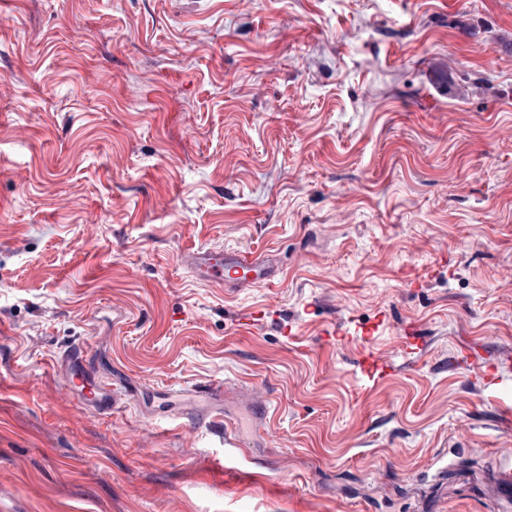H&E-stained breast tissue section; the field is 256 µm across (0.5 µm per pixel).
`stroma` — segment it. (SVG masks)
Returning a JSON list of instances; mask_svg holds the SVG:
<instances>
[{
  "instance_id": "obj_1",
  "label": "stroma",
  "mask_w": 512,
  "mask_h": 512,
  "mask_svg": "<svg viewBox=\"0 0 512 512\" xmlns=\"http://www.w3.org/2000/svg\"><path fill=\"white\" fill-rule=\"evenodd\" d=\"M509 410L512 0H0V512H512ZM191 265L200 277L216 284L228 281L266 283L269 279L265 268L250 255L202 249L194 253ZM55 363L66 376V388L86 410L111 416L121 391L112 379L97 374L86 361L85 343L72 344L55 355Z\"/></svg>"
}]
</instances>
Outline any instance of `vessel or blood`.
<instances>
[{
  "label": "vessel or blood",
  "mask_w": 512,
  "mask_h": 512,
  "mask_svg": "<svg viewBox=\"0 0 512 512\" xmlns=\"http://www.w3.org/2000/svg\"><path fill=\"white\" fill-rule=\"evenodd\" d=\"M194 270L203 279L221 284L228 281L264 283L268 280L265 268L252 256L229 254L202 249L191 259ZM55 362L66 376V388L86 410L108 416L119 396L111 378L97 374L86 361L84 344H73L59 351Z\"/></svg>",
  "instance_id": "b4317fda"
}]
</instances>
